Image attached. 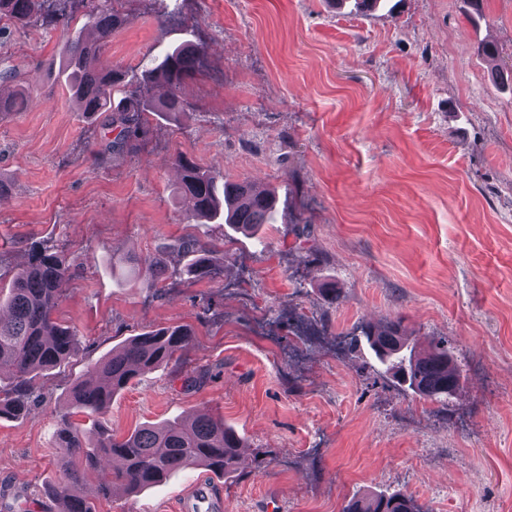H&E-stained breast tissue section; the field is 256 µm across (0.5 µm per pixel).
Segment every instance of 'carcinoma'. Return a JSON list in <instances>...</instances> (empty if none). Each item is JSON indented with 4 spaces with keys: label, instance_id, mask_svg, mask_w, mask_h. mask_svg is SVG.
Wrapping results in <instances>:
<instances>
[{
    "label": "carcinoma",
    "instance_id": "carcinoma-1",
    "mask_svg": "<svg viewBox=\"0 0 512 512\" xmlns=\"http://www.w3.org/2000/svg\"><path fill=\"white\" fill-rule=\"evenodd\" d=\"M53 0H0V15L20 24L56 22L50 9ZM114 0H100L98 10L88 16L86 26L94 33L88 38L80 33L72 37L62 60V73L78 110L98 121L103 127L118 130L106 151L119 153L132 141L148 134L145 112L148 100L133 92L119 101L112 91L124 86V72L110 65L104 50L112 32L122 27L125 19L114 8ZM203 47L182 43L169 48L162 60L144 71V82L167 88V96L158 100L161 111L178 117L185 103L178 88L197 70ZM25 90L0 97V117L25 109ZM181 170L179 193L189 200L192 214L208 222L224 216V223L245 234L269 223L275 210L276 197L247 181H232L218 168L204 169L183 154L172 158ZM158 254L177 253L188 258L181 274L196 280L220 282L224 267L211 261V247L193 237L168 239L157 248ZM69 264L60 253L32 244L27 261L11 276L6 301H0V373L10 376L9 387L0 386V415L19 416L30 405L33 377L43 370L60 365L73 354L77 330L62 327L53 319L59 284ZM385 371L408 376L409 384H417L422 395L440 400L451 396L459 386L460 376L448 368L443 358L448 350L441 341H430L426 354L408 347L392 324L381 331L360 326ZM192 333L184 327L161 328L144 332L94 364V382L78 381L71 387L68 402L79 413L91 417L104 415L112 397L141 375L169 362L174 354L186 348ZM58 463L64 479L52 488L50 498L64 505V512H93L87 500L76 494L85 474L100 466L106 457L122 459V468L100 481L101 493L112 494L120 488L134 495L155 485L163 476L178 469L205 466L211 472L231 477L239 468L240 439L224 425V419L197 414L191 419L175 418L162 426H143L129 435L118 437L100 424L89 429L67 425L58 437ZM343 512H423L413 499L401 492L364 494L349 499Z\"/></svg>",
    "mask_w": 512,
    "mask_h": 512
}]
</instances>
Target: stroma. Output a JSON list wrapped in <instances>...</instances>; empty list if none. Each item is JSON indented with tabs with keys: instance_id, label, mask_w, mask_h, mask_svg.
<instances>
[{
	"instance_id": "35a3bbf8",
	"label": "stroma",
	"mask_w": 512,
	"mask_h": 512,
	"mask_svg": "<svg viewBox=\"0 0 512 512\" xmlns=\"http://www.w3.org/2000/svg\"><path fill=\"white\" fill-rule=\"evenodd\" d=\"M97 0L58 5V23L0 18V61L27 109L0 120V298L31 243L69 261L54 317L73 356L33 383L32 406L0 417V512H45L63 473L58 433L90 427L67 394L113 347L148 330L193 333L133 379L100 423L122 436L177 416L223 418L244 440L224 512H341L355 493L401 490L423 512H512V0H387L365 17L326 0H120L107 49L137 84L165 49L203 46L180 87V119L104 155L115 131L77 112L58 70L69 32ZM185 154L277 196L252 235L199 224L176 196ZM307 224L297 236L298 224ZM189 235L214 247L222 282L150 281L133 259ZM335 288L328 297L327 288ZM395 323L446 343L460 376L448 402L397 383L357 326ZM200 377L195 388L185 374ZM78 492L95 512H176L205 467L128 497Z\"/></svg>"
}]
</instances>
